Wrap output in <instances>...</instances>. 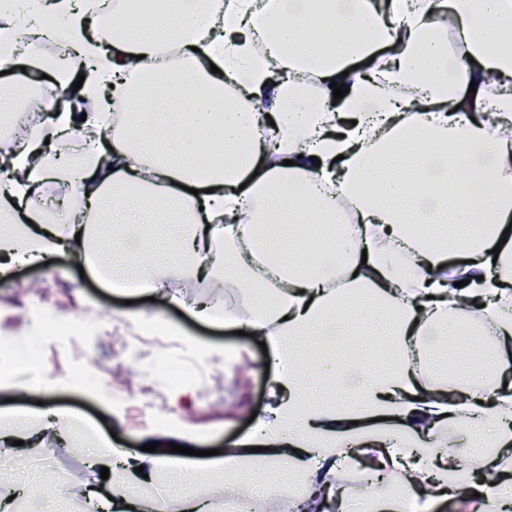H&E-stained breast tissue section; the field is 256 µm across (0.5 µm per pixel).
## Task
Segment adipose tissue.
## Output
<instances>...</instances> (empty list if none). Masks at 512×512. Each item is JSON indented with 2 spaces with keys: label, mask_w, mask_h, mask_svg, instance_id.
I'll list each match as a JSON object with an SVG mask.
<instances>
[{
  "label": "adipose tissue",
  "mask_w": 512,
  "mask_h": 512,
  "mask_svg": "<svg viewBox=\"0 0 512 512\" xmlns=\"http://www.w3.org/2000/svg\"><path fill=\"white\" fill-rule=\"evenodd\" d=\"M153 36L99 31L106 0H12L0 34H54L84 74L70 99L47 93L49 118L22 147L0 143V279L15 266L81 257L95 227L142 224L176 205L178 251L152 264L141 289L215 321L210 299L178 282L249 283L251 305L231 323L271 349L267 405L253 435L205 460L133 456L122 477L219 471L249 484L269 468L300 473L305 500L346 504L344 458L368 456L398 494L477 498L479 512H512V381L471 367L464 388L436 365L441 338L464 344L475 320L512 338V0H121ZM461 45L446 49L447 34ZM178 38L182 62L159 63L156 42ZM348 92L334 100L332 83ZM93 94L91 108L82 97ZM224 109H213L216 98ZM95 135L74 178L66 148ZM482 169L493 192L447 188ZM84 194L81 224L35 205L44 183ZM340 191L354 222L336 227ZM306 225L297 244L258 225ZM457 263H449V255ZM379 337L387 370L338 364L354 401L309 399L298 342L321 336L339 353L362 331ZM478 445L474 478L449 485L463 452L449 427ZM495 473L489 484L486 473Z\"/></svg>",
  "instance_id": "ef3b65f1"
}]
</instances>
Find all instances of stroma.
<instances>
[{
	"label": "stroma",
	"instance_id": "obj_1",
	"mask_svg": "<svg viewBox=\"0 0 512 512\" xmlns=\"http://www.w3.org/2000/svg\"><path fill=\"white\" fill-rule=\"evenodd\" d=\"M77 264L65 253L0 281V415L34 413L43 401L102 436H117L120 447L154 442L163 455L171 435L183 431L192 432L187 446L194 450H221L250 434V418L265 405L268 388L267 357L257 341L225 323H198L175 307L160 310L138 291L124 304L122 294L81 274ZM35 287L43 310L66 326V335H42L40 316L27 307ZM34 334L40 345L28 364L20 345ZM164 363L185 366L189 378L170 383ZM86 371L98 372L125 404L78 385ZM19 387L31 388L27 401H15ZM88 470L81 447L69 458L48 457L39 470L48 493L40 512H91L81 483Z\"/></svg>",
	"mask_w": 512,
	"mask_h": 512
}]
</instances>
